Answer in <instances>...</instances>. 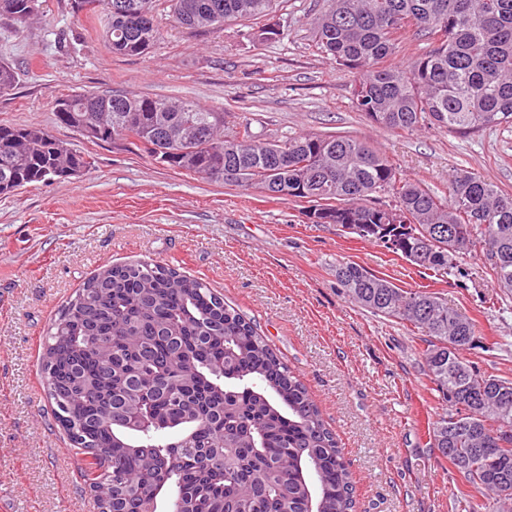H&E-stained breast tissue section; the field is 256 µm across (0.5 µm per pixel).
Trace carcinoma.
<instances>
[{
	"mask_svg": "<svg viewBox=\"0 0 512 512\" xmlns=\"http://www.w3.org/2000/svg\"><path fill=\"white\" fill-rule=\"evenodd\" d=\"M157 0H81L102 7L112 54L148 52ZM195 30L263 18L280 0H166ZM316 48L356 74L357 111L392 130L426 125L468 136L512 124V0H327ZM40 0H0V18L25 23ZM430 40L405 66L397 35ZM16 83L0 60V94ZM60 124L92 142L129 140L171 169L309 203L311 224H337L445 277L453 258L482 250L498 287L512 291V194L459 170L442 197L405 178L350 135L262 141L248 124L224 134V113L147 96L74 91L54 101ZM90 156L30 125L0 124V195L68 179ZM391 201L381 202V196ZM399 212L396 223L385 210ZM465 244L448 249V230ZM336 281L358 306L426 336L427 376L449 410L433 447L461 484L457 512H501L512 486V380L462 356L476 325L426 291H405L352 261ZM54 412L99 512H355L352 475L304 384L251 323L196 278L154 261L104 268L51 325L42 358Z\"/></svg>",
	"mask_w": 512,
	"mask_h": 512,
	"instance_id": "cac0c4a2",
	"label": "carcinoma"
}]
</instances>
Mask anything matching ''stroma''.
I'll return each instance as SVG.
<instances>
[{
    "label": "stroma",
    "mask_w": 512,
    "mask_h": 512,
    "mask_svg": "<svg viewBox=\"0 0 512 512\" xmlns=\"http://www.w3.org/2000/svg\"><path fill=\"white\" fill-rule=\"evenodd\" d=\"M326 0H287L273 38L228 21L176 26L166 12L142 56H116L100 15L43 0L23 26L0 22V59L17 84L0 124L34 125L93 159L79 178L0 195V504L7 512H76L91 495L56 422L41 371L45 331L101 268L160 261L196 277L251 319L299 375L353 473L357 512H454L453 469L432 446L446 406L426 375L424 337L351 303L335 266L353 261L406 291H428L474 320L463 355L512 379V293L481 252L433 276L335 224L308 223L300 201L269 198L156 163L124 140L90 142L61 125L56 97L120 91L191 101L249 123L267 140L337 133L370 142L438 195L465 169L512 192V127L463 137L429 126L391 131L353 104L354 75L321 54L313 27Z\"/></svg>",
    "instance_id": "1"
}]
</instances>
